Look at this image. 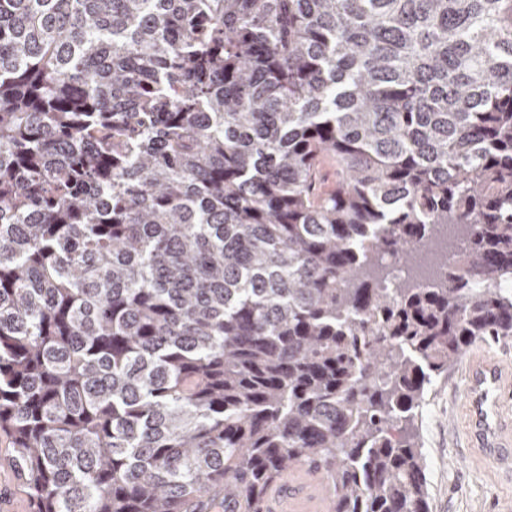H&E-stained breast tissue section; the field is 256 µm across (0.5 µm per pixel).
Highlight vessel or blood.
Listing matches in <instances>:
<instances>
[{"instance_id":"b4317fda","label":"vessel or blood","mask_w":512,"mask_h":512,"mask_svg":"<svg viewBox=\"0 0 512 512\" xmlns=\"http://www.w3.org/2000/svg\"><path fill=\"white\" fill-rule=\"evenodd\" d=\"M466 434L480 461L512 468V370L485 350L470 352L464 389ZM234 512H332L320 470L300 466L266 494L261 507L237 499Z\"/></svg>"}]
</instances>
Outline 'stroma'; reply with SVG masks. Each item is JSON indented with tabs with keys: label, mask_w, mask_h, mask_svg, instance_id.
<instances>
[{
	"label": "stroma",
	"mask_w": 512,
	"mask_h": 512,
	"mask_svg": "<svg viewBox=\"0 0 512 512\" xmlns=\"http://www.w3.org/2000/svg\"><path fill=\"white\" fill-rule=\"evenodd\" d=\"M464 360L435 378L411 431L427 461L431 512H512V470L469 457L463 431Z\"/></svg>",
	"instance_id": "obj_1"
}]
</instances>
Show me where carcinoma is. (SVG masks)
Instances as JSON below:
<instances>
[{
	"mask_svg": "<svg viewBox=\"0 0 512 512\" xmlns=\"http://www.w3.org/2000/svg\"><path fill=\"white\" fill-rule=\"evenodd\" d=\"M381 252L440 262L381 288ZM485 336L512 0H0V438L33 512L258 505L299 462L334 512H430L405 423Z\"/></svg>",
	"mask_w": 512,
	"mask_h": 512,
	"instance_id": "cac0c4a2",
	"label": "carcinoma"
}]
</instances>
